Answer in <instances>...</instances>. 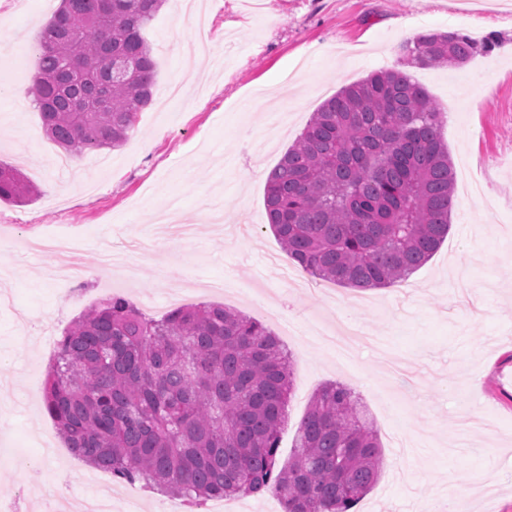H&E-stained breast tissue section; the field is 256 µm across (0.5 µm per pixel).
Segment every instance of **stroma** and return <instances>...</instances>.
I'll return each instance as SVG.
<instances>
[{
	"label": "stroma",
	"instance_id": "obj_1",
	"mask_svg": "<svg viewBox=\"0 0 512 512\" xmlns=\"http://www.w3.org/2000/svg\"><path fill=\"white\" fill-rule=\"evenodd\" d=\"M57 0H0V162L36 191L0 202V512L78 507L122 483L72 455L43 404L47 369L73 320L112 294L148 315L218 302L286 338L294 389L282 451L290 453L311 398L337 381L361 395L386 465L355 512H424L460 480L471 512H512V0H200L209 50L193 45L182 0H164L144 31L156 63L152 103L116 150L65 156L29 92L30 43ZM415 31L499 34L492 53L412 75L444 114L456 172L451 229L404 281L360 290L308 274L273 234L266 175L342 86L399 67L402 19ZM75 237L82 284L59 289L52 239ZM231 290L214 293L213 282ZM364 333L339 361L310 322Z\"/></svg>",
	"mask_w": 512,
	"mask_h": 512
}]
</instances>
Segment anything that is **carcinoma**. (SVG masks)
Returning a JSON list of instances; mask_svg holds the SVG:
<instances>
[{
	"mask_svg": "<svg viewBox=\"0 0 512 512\" xmlns=\"http://www.w3.org/2000/svg\"><path fill=\"white\" fill-rule=\"evenodd\" d=\"M163 0H60L35 37L31 94L46 135L82 154L123 145L153 99L143 36ZM458 31L418 32L398 47L410 67H459L491 51ZM126 64L109 73V60ZM443 113L403 70H380L324 100L267 179L268 224L308 274L387 288L448 236L455 173ZM33 194L0 163V200ZM290 354L276 334L222 304L147 318L114 295L66 329L44 387L67 448L130 484L195 502L276 494L284 512H352L385 464L379 429L354 389L312 398L280 464Z\"/></svg>",
	"mask_w": 512,
	"mask_h": 512,
	"instance_id": "obj_1",
	"label": "carcinoma"
}]
</instances>
